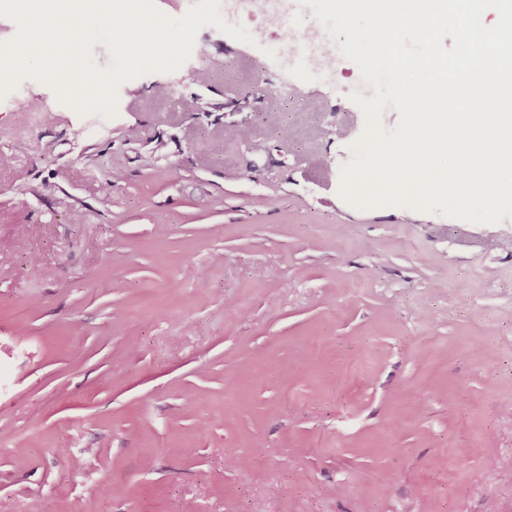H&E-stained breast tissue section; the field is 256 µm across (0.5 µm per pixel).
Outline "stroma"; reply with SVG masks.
Masks as SVG:
<instances>
[{
  "label": "stroma",
  "mask_w": 512,
  "mask_h": 512,
  "mask_svg": "<svg viewBox=\"0 0 512 512\" xmlns=\"http://www.w3.org/2000/svg\"><path fill=\"white\" fill-rule=\"evenodd\" d=\"M227 21L0 97V512H512V219L343 200L373 88Z\"/></svg>",
  "instance_id": "obj_1"
}]
</instances>
